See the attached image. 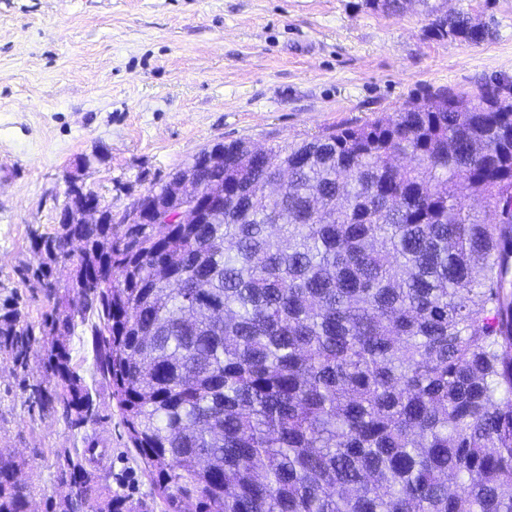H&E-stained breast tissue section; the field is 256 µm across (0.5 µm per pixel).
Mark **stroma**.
<instances>
[{"instance_id": "stroma-1", "label": "stroma", "mask_w": 512, "mask_h": 512, "mask_svg": "<svg viewBox=\"0 0 512 512\" xmlns=\"http://www.w3.org/2000/svg\"><path fill=\"white\" fill-rule=\"evenodd\" d=\"M430 3L495 33L430 39L420 0L398 15L366 0H0V302L17 296L40 321L43 295L18 268L34 259L31 230L57 223L68 180L118 215L220 141L294 144L439 88L512 85V0ZM72 348L101 412L78 430L26 403L36 358L0 356V448L23 461L32 512L59 499L56 474L89 436L113 490L165 512L88 332Z\"/></svg>"}]
</instances>
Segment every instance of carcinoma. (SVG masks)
Masks as SVG:
<instances>
[{"instance_id":"carcinoma-1","label":"carcinoma","mask_w":512,"mask_h":512,"mask_svg":"<svg viewBox=\"0 0 512 512\" xmlns=\"http://www.w3.org/2000/svg\"><path fill=\"white\" fill-rule=\"evenodd\" d=\"M428 15L435 40L493 35ZM247 147L206 224L30 233L46 311L0 308V356L40 358L26 402L99 420L81 325L168 512H512V87ZM20 473L0 448V512H29ZM57 479L48 512L148 510L83 454Z\"/></svg>"}]
</instances>
